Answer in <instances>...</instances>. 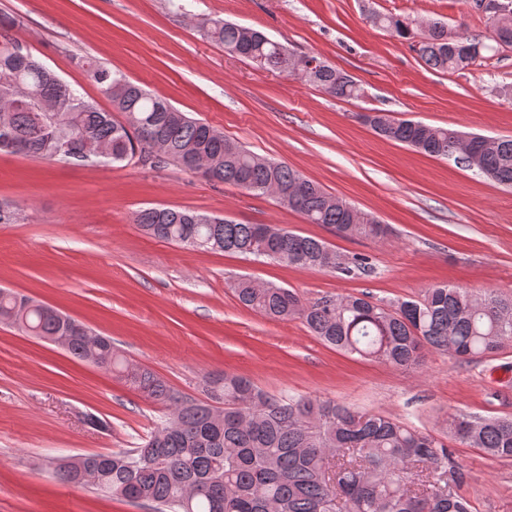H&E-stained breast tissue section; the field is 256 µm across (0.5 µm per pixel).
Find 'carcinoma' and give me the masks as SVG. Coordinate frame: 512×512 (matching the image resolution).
I'll return each mask as SVG.
<instances>
[{"label": "carcinoma", "instance_id": "carcinoma-1", "mask_svg": "<svg viewBox=\"0 0 512 512\" xmlns=\"http://www.w3.org/2000/svg\"><path fill=\"white\" fill-rule=\"evenodd\" d=\"M506 13L490 21L497 46L512 47V0ZM377 27L415 41L425 64L456 72L483 57L491 46L448 32L440 21L423 32L415 20L377 14ZM198 27L226 52L258 67L304 79L339 98L360 89L345 72L324 64L313 74L288 63L281 43L260 31L246 36L241 26L209 16ZM86 72L112 102L99 109L18 43L0 41V154L54 158L68 144L71 161L84 164L80 139L105 145L103 162L117 165L139 155L161 167L172 164L202 178L257 195L280 192V203L312 224L337 234L381 239L388 227L370 214L327 193L296 169L258 155L206 123L187 117L122 73L93 61ZM364 120L387 140L418 152L456 159L460 131L434 127L383 112ZM469 150L480 156V174L512 187V137L473 135ZM134 223L149 236L211 251L263 257L288 266L341 273L370 270L367 257L338 253L315 237L284 229L267 234L265 224H237L195 211L151 207L137 211ZM238 301L269 318L301 319L314 336L361 358L401 368L421 365L426 349L461 359L485 356L512 340V296L474 295L437 285L416 300L396 304L366 294L323 296L304 301L277 285L240 279ZM0 320L12 321L34 336L64 338L75 357L115 371L134 388L173 409L171 419L145 442L125 452L81 455L56 466L63 481L92 486L152 512H470L457 491L459 473L448 448L435 437L389 417L362 412L312 397L277 400L248 379L224 374L219 386L224 409L182 401L163 380L129 362L112 340L95 342L75 323L28 297L0 292ZM448 434L462 445L497 459H512V419L450 415Z\"/></svg>", "mask_w": 512, "mask_h": 512}]
</instances>
